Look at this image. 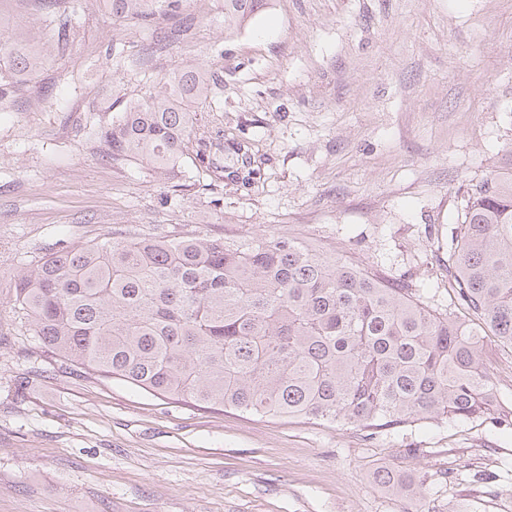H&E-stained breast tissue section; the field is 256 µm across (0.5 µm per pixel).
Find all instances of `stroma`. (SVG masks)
Returning a JSON list of instances; mask_svg holds the SVG:
<instances>
[{"label": "stroma", "mask_w": 512, "mask_h": 512, "mask_svg": "<svg viewBox=\"0 0 512 512\" xmlns=\"http://www.w3.org/2000/svg\"><path fill=\"white\" fill-rule=\"evenodd\" d=\"M19 43L46 61L0 100V512H512L498 414L372 433L167 399L57 362L13 291L68 247L266 232L462 312L448 231L512 159V0H265L231 34L224 0L148 29L93 0H0V45ZM197 62L223 71L196 129L252 143V189L204 190L188 164L160 180L98 133ZM484 362L512 413V348L486 338Z\"/></svg>", "instance_id": "obj_1"}]
</instances>
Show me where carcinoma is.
I'll return each instance as SVG.
<instances>
[{"instance_id": "carcinoma-1", "label": "carcinoma", "mask_w": 512, "mask_h": 512, "mask_svg": "<svg viewBox=\"0 0 512 512\" xmlns=\"http://www.w3.org/2000/svg\"><path fill=\"white\" fill-rule=\"evenodd\" d=\"M182 0H110L112 15L149 24ZM264 0H224V29ZM6 87L41 56L0 47ZM212 67L184 68L130 106L101 135L112 161L166 175L190 158L216 187L252 186L251 144L197 135L192 106L211 99ZM448 288L459 317L424 303L404 282L299 238L255 235L114 240L50 253L17 277L14 300L61 363L141 390L272 417L367 430L422 420L479 418L495 402L481 337L512 347V169L464 199L448 241Z\"/></svg>"}]
</instances>
